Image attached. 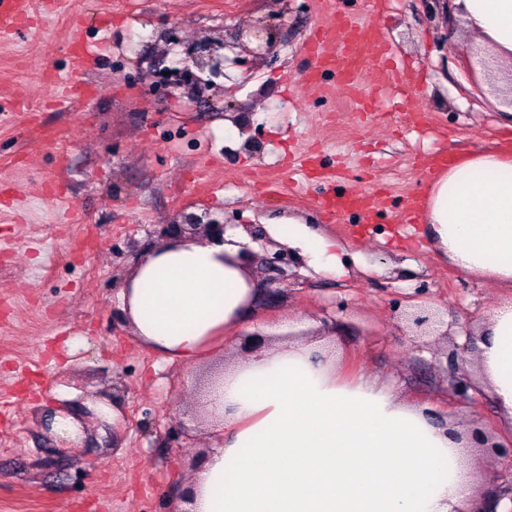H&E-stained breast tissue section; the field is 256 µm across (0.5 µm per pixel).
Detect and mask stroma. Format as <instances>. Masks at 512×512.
Masks as SVG:
<instances>
[{
	"label": "stroma",
	"mask_w": 512,
	"mask_h": 512,
	"mask_svg": "<svg viewBox=\"0 0 512 512\" xmlns=\"http://www.w3.org/2000/svg\"><path fill=\"white\" fill-rule=\"evenodd\" d=\"M95 57L88 94L53 107L50 76L71 65L68 19L31 18L0 41V512H177L184 482L212 444L196 379L133 335L120 293L182 212L264 228L296 218L338 243L346 273H316L294 253L272 301H260L224 357L244 358L258 326L336 357L343 377L388 379L405 401L512 438L486 395L456 397L445 352L460 325L480 329L512 288L468 276L431 249L417 211L435 156L512 150V116L480 70L451 4L422 0H70ZM282 16L274 58L238 47L208 90L159 85L168 38L231 39ZM365 29L370 59L350 88L305 44L335 19ZM405 67L377 79L380 53ZM376 99L359 116L357 90ZM276 181L275 200L265 184ZM377 193L373 221L320 198ZM446 311L448 340L412 335L397 311ZM78 439L61 447L47 415ZM476 495L512 484V463L473 450Z\"/></svg>",
	"instance_id": "1"
}]
</instances>
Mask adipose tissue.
I'll list each match as a JSON object with an SVG mask.
<instances>
[{
  "label": "adipose tissue",
  "mask_w": 512,
  "mask_h": 512,
  "mask_svg": "<svg viewBox=\"0 0 512 512\" xmlns=\"http://www.w3.org/2000/svg\"><path fill=\"white\" fill-rule=\"evenodd\" d=\"M472 39L512 66V0H454ZM420 218L440 256L461 272L512 288V156L477 152L440 171ZM276 235L319 271L344 272L333 241L296 219ZM232 229L223 243L175 239L155 247L122 290L140 342L196 370L239 331L261 293ZM479 390L512 421V300L493 308L478 344ZM214 434L182 512H480L468 441L431 424L424 408L383 381L342 378L312 347L275 343L205 386Z\"/></svg>",
  "instance_id": "ef3b65f1"
}]
</instances>
